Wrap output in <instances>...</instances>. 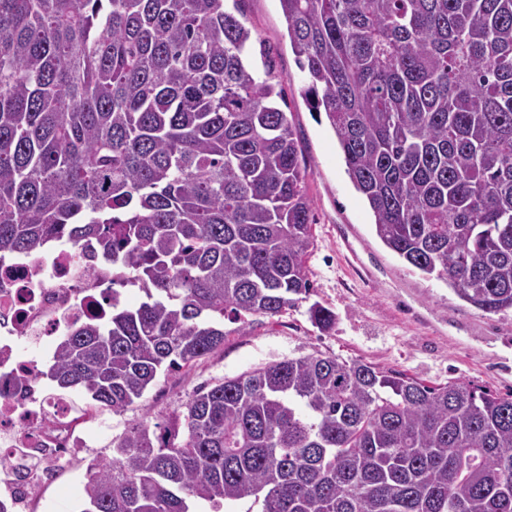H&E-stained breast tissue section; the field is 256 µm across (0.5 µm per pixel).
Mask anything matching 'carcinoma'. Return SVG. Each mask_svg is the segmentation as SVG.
<instances>
[{
	"label": "carcinoma",
	"instance_id": "cac0c4a2",
	"mask_svg": "<svg viewBox=\"0 0 512 512\" xmlns=\"http://www.w3.org/2000/svg\"><path fill=\"white\" fill-rule=\"evenodd\" d=\"M225 0H0V257L68 238L141 287L59 343L51 391L127 411L311 295L283 91ZM381 241L512 310V0H280ZM311 323L332 328L319 302ZM512 512V397L313 353L200 387L87 464L80 512Z\"/></svg>",
	"mask_w": 512,
	"mask_h": 512
}]
</instances>
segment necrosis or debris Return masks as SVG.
<instances>
[{
  "label": "necrosis or debris",
  "instance_id": "1",
  "mask_svg": "<svg viewBox=\"0 0 512 512\" xmlns=\"http://www.w3.org/2000/svg\"><path fill=\"white\" fill-rule=\"evenodd\" d=\"M111 281V263L89 260L65 239L43 252L0 258V487L10 512H26L38 484L100 428L49 395L41 343H59L91 315H105Z\"/></svg>",
  "mask_w": 512,
  "mask_h": 512
}]
</instances>
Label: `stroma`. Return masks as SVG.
Wrapping results in <instances>:
<instances>
[{"label": "stroma", "mask_w": 512, "mask_h": 512, "mask_svg": "<svg viewBox=\"0 0 512 512\" xmlns=\"http://www.w3.org/2000/svg\"><path fill=\"white\" fill-rule=\"evenodd\" d=\"M250 28L249 60L257 76L273 72L284 91L281 105L303 144L314 244L308 266L309 300L249 327L225 322L223 347L192 367L160 375L156 386L122 414L103 412L101 433L76 449L39 499L53 512H71L72 490L82 487L86 465L112 454L113 439L142 421L171 414L198 388L213 386L267 364L315 352L371 363L429 385L461 380L501 396L512 395V311L482 312L446 283L426 276L387 248L374 216L354 188L326 117L312 113L290 45L279 0H226ZM330 308L336 321L326 333L308 319L310 302Z\"/></svg>", "instance_id": "35a3bbf8"}]
</instances>
